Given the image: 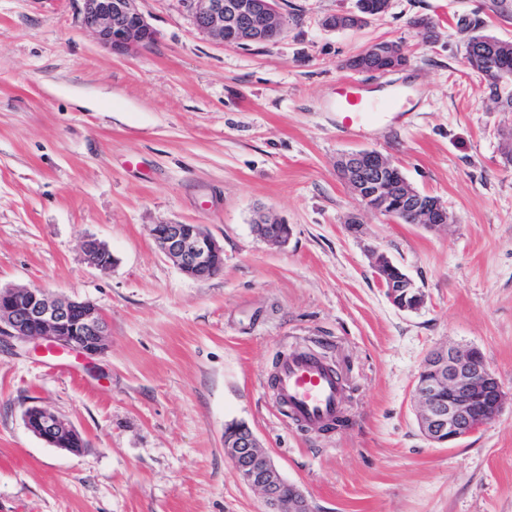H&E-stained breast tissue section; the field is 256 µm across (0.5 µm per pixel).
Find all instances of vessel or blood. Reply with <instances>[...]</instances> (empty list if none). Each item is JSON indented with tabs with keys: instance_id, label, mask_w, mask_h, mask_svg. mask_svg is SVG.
Masks as SVG:
<instances>
[{
	"instance_id": "vessel-or-blood-1",
	"label": "vessel or blood",
	"mask_w": 512,
	"mask_h": 512,
	"mask_svg": "<svg viewBox=\"0 0 512 512\" xmlns=\"http://www.w3.org/2000/svg\"><path fill=\"white\" fill-rule=\"evenodd\" d=\"M387 100L397 115L412 111L405 85L394 84L387 97L375 87L356 83L343 89L332 104L336 121L349 134L360 135L375 120L380 100ZM277 393L287 415L310 428L327 424L342 411L344 388L324 363L305 352H294L277 368Z\"/></svg>"
}]
</instances>
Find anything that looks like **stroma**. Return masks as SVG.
Here are the masks:
<instances>
[{
  "label": "stroma",
  "instance_id": "35a3bbf8",
  "mask_svg": "<svg viewBox=\"0 0 512 512\" xmlns=\"http://www.w3.org/2000/svg\"><path fill=\"white\" fill-rule=\"evenodd\" d=\"M356 0H283L273 44L223 45L179 0H138L150 48L116 54L79 20L77 0H0V287L93 303L108 322L93 364L0 338V512H264L224 453L247 423L313 512H512V162L463 64L456 21L478 16L512 42L491 0H391L358 30L321 19ZM430 16L425 43L411 20ZM379 39L406 68L354 74L344 61ZM403 82L415 110L347 136L330 100L350 80ZM374 149L437 198L444 229L368 211L341 180L340 154ZM262 215L291 236L272 246ZM199 224L224 249L216 276H185L155 224ZM115 262L102 271L81 243ZM380 249L426 295L397 309L370 268ZM482 349L507 401L456 445L428 441L412 402L426 355ZM325 356L345 386L347 427L291 423L271 395L276 357ZM33 404L69 420L71 453L25 426Z\"/></svg>",
  "mask_w": 512,
  "mask_h": 512
}]
</instances>
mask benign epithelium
Returning a JSON list of instances; mask_svg holds the SVG:
<instances>
[{
  "label": "benign epithelium",
  "instance_id": "obj_1",
  "mask_svg": "<svg viewBox=\"0 0 512 512\" xmlns=\"http://www.w3.org/2000/svg\"><path fill=\"white\" fill-rule=\"evenodd\" d=\"M81 25L116 53H131L151 46L156 32L138 10L136 0H79ZM193 26L221 44L245 45L276 40L283 31L278 0H180ZM371 17L355 11L327 19L329 31L359 28ZM373 53L392 59V70L409 65L404 52L381 45ZM337 168L353 193L367 208L390 217L395 223L422 224L428 228L448 224V212L435 200L406 189L401 169L374 149L342 154ZM259 237L284 244L290 227L261 225ZM150 236L156 247L188 277L197 279L222 268L223 248L198 224H155ZM91 265L108 270L105 244L94 238L83 241ZM372 273L390 302L402 311H416L426 296L415 281L380 250L371 254ZM0 335L21 341L39 340L47 350L67 351L85 358L100 355L107 336V320L95 305L52 295L45 288L0 289ZM413 398L419 408L424 436L437 444L453 445L494 420L502 411L506 395L486 354L478 347L441 346L424 360L415 380ZM26 428L48 445L60 448L74 427L55 413L35 406L24 412ZM227 455L248 487L262 496L266 512H311L307 495L296 485L283 498L286 484L271 457L248 429L230 432L224 438Z\"/></svg>",
  "mask_w": 512,
  "mask_h": 512
}]
</instances>
